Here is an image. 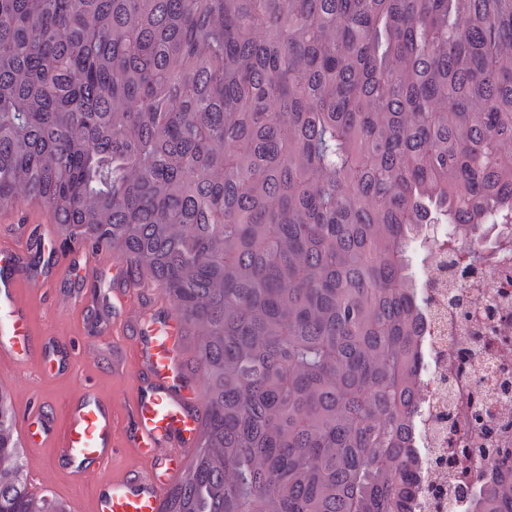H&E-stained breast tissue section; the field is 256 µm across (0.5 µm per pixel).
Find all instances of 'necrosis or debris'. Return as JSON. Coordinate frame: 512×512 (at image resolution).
<instances>
[{"mask_svg": "<svg viewBox=\"0 0 512 512\" xmlns=\"http://www.w3.org/2000/svg\"><path fill=\"white\" fill-rule=\"evenodd\" d=\"M482 249L485 261L471 263L437 253L424 279L429 308L422 337L432 370L414 445L424 449L431 470L410 512L465 504L474 472L483 471L496 449L512 447L503 410L512 403V225L489 227ZM462 457L470 473H462Z\"/></svg>", "mask_w": 512, "mask_h": 512, "instance_id": "necrosis-or-debris-1", "label": "necrosis or debris"}]
</instances>
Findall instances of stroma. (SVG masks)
<instances>
[{"label": "stroma", "mask_w": 512, "mask_h": 512, "mask_svg": "<svg viewBox=\"0 0 512 512\" xmlns=\"http://www.w3.org/2000/svg\"><path fill=\"white\" fill-rule=\"evenodd\" d=\"M94 281L100 284V292L90 290L89 285ZM112 283L111 269L100 271L93 279L74 270L47 287L32 290L35 333H57L59 346L70 355L72 365L69 373L63 376L44 371L39 363L32 362L10 371L7 378H0V388L13 394L18 417H25L38 406L61 405L70 391L81 385L93 388L100 398L119 406L127 400L137 385L136 379L120 378L112 372V351L122 344V337L113 335L108 327L98 336L89 330L90 324L99 316L98 305L111 293ZM75 288L81 290L85 306L74 315L70 310L60 308L59 301ZM21 454L24 466H36L42 477L41 482L31 483V490L69 507L77 502L90 506L95 486L132 464L126 452H118L104 470L76 484L64 471L51 468L50 448L25 447Z\"/></svg>", "instance_id": "obj_1"}]
</instances>
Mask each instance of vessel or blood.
<instances>
[{
	"instance_id": "vessel-or-blood-1",
	"label": "vessel or blood",
	"mask_w": 512,
	"mask_h": 512,
	"mask_svg": "<svg viewBox=\"0 0 512 512\" xmlns=\"http://www.w3.org/2000/svg\"><path fill=\"white\" fill-rule=\"evenodd\" d=\"M0 230L8 235L0 243V368L11 370L51 353L52 342L33 343V308L22 291L50 284L60 267L32 263V245L51 234L38 210L20 224L12 209L1 207ZM127 288L124 279L114 285L112 325L122 336L138 333L139 340L113 352L112 368L140 380L129 404L131 426H124L114 407L81 388L57 409L31 411L22 426L25 446L49 443L51 464L79 480L107 466L118 451L148 455L145 467L96 488L93 512H160L204 421L203 404L185 381L192 360L186 325L170 320L152 337L142 338L145 322L164 310L165 302L157 296L141 309H131L125 301Z\"/></svg>"
}]
</instances>
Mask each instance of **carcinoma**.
<instances>
[{
  "mask_svg": "<svg viewBox=\"0 0 512 512\" xmlns=\"http://www.w3.org/2000/svg\"><path fill=\"white\" fill-rule=\"evenodd\" d=\"M105 249L194 339L205 419L162 512H408L407 273L512 223V0H0V207ZM466 512H512V447ZM0 512L29 488L0 389Z\"/></svg>",
  "mask_w": 512,
  "mask_h": 512,
  "instance_id": "1",
  "label": "carcinoma"
}]
</instances>
